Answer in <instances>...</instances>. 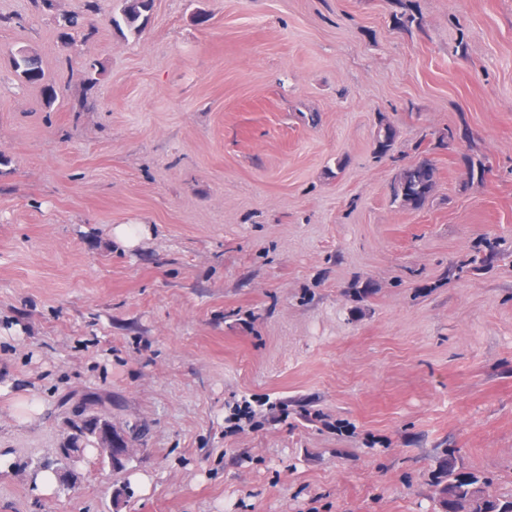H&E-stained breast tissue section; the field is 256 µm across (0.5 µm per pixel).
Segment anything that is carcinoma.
<instances>
[{"label":"carcinoma","instance_id":"obj_1","mask_svg":"<svg viewBox=\"0 0 512 512\" xmlns=\"http://www.w3.org/2000/svg\"><path fill=\"white\" fill-rule=\"evenodd\" d=\"M153 0H122L121 16L109 18L117 28L124 26L136 34L140 31V18L152 8ZM84 27V19L76 14L63 18V37L70 41ZM15 71L29 83L43 79L44 73L38 57L22 53L13 60ZM397 129L385 120H379L375 135L377 153L387 154L396 141ZM436 168L429 159L405 166L401 169L394 188V197L413 208L423 206L434 189ZM493 479L467 472L458 465L457 449L450 448L440 461L434 478L438 488L436 506L440 512H454L461 502L468 505L469 512H512V495L490 492Z\"/></svg>","mask_w":512,"mask_h":512}]
</instances>
